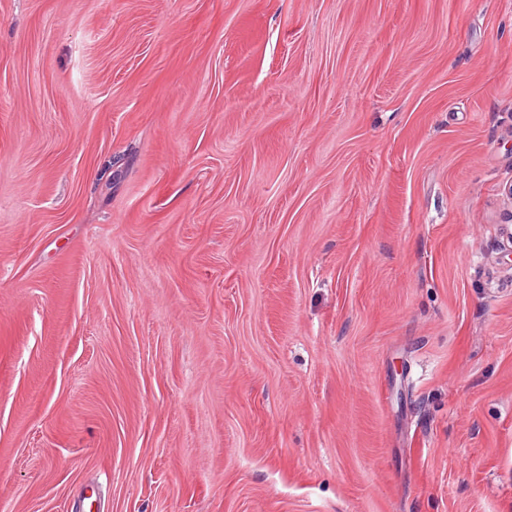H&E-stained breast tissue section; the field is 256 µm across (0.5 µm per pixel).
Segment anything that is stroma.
<instances>
[{
  "label": "stroma",
  "instance_id": "stroma-1",
  "mask_svg": "<svg viewBox=\"0 0 512 512\" xmlns=\"http://www.w3.org/2000/svg\"><path fill=\"white\" fill-rule=\"evenodd\" d=\"M512 0H0V512H512Z\"/></svg>",
  "mask_w": 512,
  "mask_h": 512
}]
</instances>
